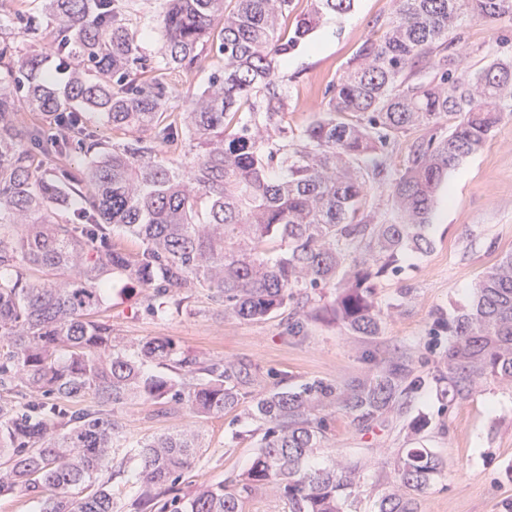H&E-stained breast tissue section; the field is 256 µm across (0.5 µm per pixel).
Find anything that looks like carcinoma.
Wrapping results in <instances>:
<instances>
[{
  "instance_id": "obj_1",
  "label": "carcinoma",
  "mask_w": 512,
  "mask_h": 512,
  "mask_svg": "<svg viewBox=\"0 0 512 512\" xmlns=\"http://www.w3.org/2000/svg\"><path fill=\"white\" fill-rule=\"evenodd\" d=\"M354 2L309 0L290 27L294 0H164L163 69L148 62L120 0H49L44 21L0 16V31L18 23L73 68L61 97L39 79L38 52L0 40V66L13 75L0 81V496L23 491L38 512H115L109 469L130 474L134 512H242L263 489L288 512H351L364 465L312 462L336 411L363 431L402 413L428 380L450 401L491 377L512 381L509 253L480 277L471 306L448 317L453 341L431 378L390 358L342 387L313 380L251 396L248 417L264 432L249 466L225 480L182 491V471L204 448L194 425L118 444L116 407L175 402L197 421H236L256 374L167 337L113 335L104 276L147 288L146 311L159 320L184 302L181 290L205 288L224 314L260 321L287 309L296 288H333L331 303L298 314L290 331L324 313L372 339L383 325L377 279L398 272L402 251L433 248L425 229L448 170L512 115V61L460 74L453 50L465 20L511 21L512 0H392L384 31L357 47L321 110L288 126L281 62ZM213 51L224 65L189 111H169L162 70L189 72ZM76 105L103 111L122 140L104 147L71 124L49 132L18 121L23 106L55 116ZM447 117L449 132L414 141L404 169L391 168L392 143ZM182 130L189 162L159 156L181 150ZM80 139L81 172L35 168V149L67 156ZM370 181L389 189L388 220L367 207ZM72 197L86 207L57 220L54 205ZM114 226L137 248L117 242ZM441 469L430 449H404L377 512H418L412 493Z\"/></svg>"
}]
</instances>
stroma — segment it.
<instances>
[{"mask_svg": "<svg viewBox=\"0 0 512 512\" xmlns=\"http://www.w3.org/2000/svg\"><path fill=\"white\" fill-rule=\"evenodd\" d=\"M159 7L160 0H130L124 8L130 28L155 63L160 60L161 34L152 18ZM389 13V0H355L352 11L325 20L307 44L288 56L281 73L289 126L304 124L320 107L329 82L341 74L362 41L380 34ZM461 52L470 72L496 60H512V22L465 21ZM220 64L211 56L200 69L171 74L173 111H185L191 95L206 87ZM426 235L432 250L406 252L398 272L378 280L376 302L385 329L372 340L326 321L309 322L303 334L294 336L286 313L262 321L231 318L202 291L158 321L145 308L146 288L117 277L110 279L106 295L112 328L131 343L165 336L200 356L255 366L263 389L313 380L343 385L367 372L371 361L392 356L413 360L420 373L433 372L449 342L437 323L438 312L468 305L486 268L512 251V120L449 170ZM405 286L413 296L402 302L398 291ZM117 414L130 440L178 430L188 421L182 406L174 403L124 406ZM418 418L427 425L413 441L409 426ZM254 427L252 420L235 423L227 416L201 423L206 446L183 471L182 485L220 481L245 469L256 442L235 439L233 433ZM416 442L443 463L434 483L417 494L418 512H512L511 382L488 379L472 397L452 405L441 400L435 384H426L413 394L400 418L368 431L355 430L343 414H336L314 460L323 465L366 461L369 471L352 494L353 509L376 512L379 498L395 479L392 458Z\"/></svg>", "mask_w": 512, "mask_h": 512, "instance_id": "stroma-1", "label": "stroma"}]
</instances>
